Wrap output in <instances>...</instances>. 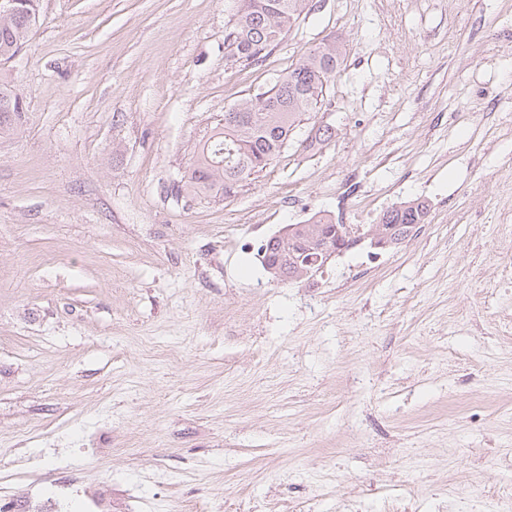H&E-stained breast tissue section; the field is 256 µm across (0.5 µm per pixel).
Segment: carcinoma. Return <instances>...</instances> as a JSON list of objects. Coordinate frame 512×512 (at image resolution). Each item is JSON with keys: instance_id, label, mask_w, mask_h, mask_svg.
<instances>
[{"instance_id": "1", "label": "carcinoma", "mask_w": 512, "mask_h": 512, "mask_svg": "<svg viewBox=\"0 0 512 512\" xmlns=\"http://www.w3.org/2000/svg\"><path fill=\"white\" fill-rule=\"evenodd\" d=\"M233 23L224 34V52L247 66L259 64L276 48L301 16L317 10L315 0H234ZM35 21L0 15V58L15 56L28 41ZM344 59L336 43L307 50L291 70L268 88L240 99L224 112V122L201 145L181 179L172 187L176 195H214L234 198L255 180L288 146L296 129L311 119L324 102V92L340 71ZM26 122L25 108L13 91L0 83V137L16 134ZM429 207L419 199L383 213L380 223L393 235L416 232L427 222ZM330 244L340 239L336 223L311 217L295 225L291 239L269 238L262 261L269 265L284 254L303 248L314 236Z\"/></svg>"}]
</instances>
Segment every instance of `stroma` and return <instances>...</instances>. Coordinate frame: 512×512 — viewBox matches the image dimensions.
<instances>
[{
	"label": "stroma",
	"instance_id": "stroma-1",
	"mask_svg": "<svg viewBox=\"0 0 512 512\" xmlns=\"http://www.w3.org/2000/svg\"><path fill=\"white\" fill-rule=\"evenodd\" d=\"M232 0H39L0 79V473L112 512H498L512 492V0H321L259 65ZM344 64L231 199L175 195L228 107L309 48ZM398 248L292 281L321 212ZM26 122L25 107H19L13 91L0 83V137L16 134ZM398 208L389 209L383 213L380 224H372L371 227L363 234V230L359 227L356 234L351 235V239L346 240V247L340 250L329 249L331 256L344 253L346 250L353 249L367 242L372 249H386L395 245H401L406 240L397 241L391 237V228L393 235L397 237L404 233L413 234L419 229L420 224H425L429 217V207L425 201L419 199L402 203ZM383 224H387L385 227ZM286 226H295V229L291 232V238L295 241L292 242L289 239H276L273 236L269 238L265 245V253L262 257V265L264 266L265 261L267 264V270L274 275L276 279L288 280V277L282 274V269L279 264H275L279 257L284 254L291 255L293 259L294 251L303 248V244L309 239H312L314 235L317 237L327 238L330 245L337 243L340 239L339 230L336 226L344 232L343 224H336L331 218L320 216L317 218V214L311 217L305 224H289ZM322 238V241H323Z\"/></svg>",
	"mask_w": 512,
	"mask_h": 512
}]
</instances>
